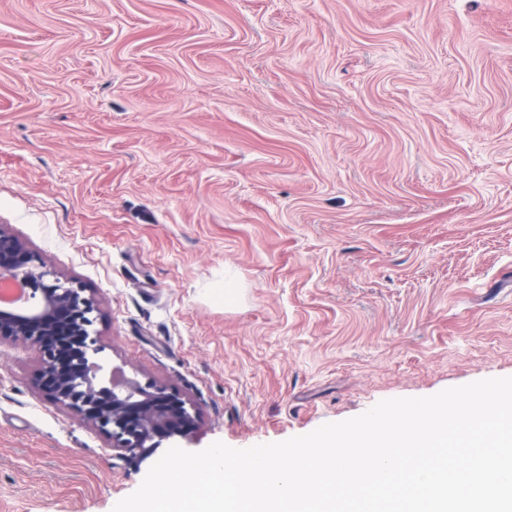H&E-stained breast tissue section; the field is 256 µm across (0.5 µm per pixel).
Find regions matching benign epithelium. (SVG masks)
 <instances>
[{
	"instance_id": "benign-epithelium-1",
	"label": "benign epithelium",
	"mask_w": 512,
	"mask_h": 512,
	"mask_svg": "<svg viewBox=\"0 0 512 512\" xmlns=\"http://www.w3.org/2000/svg\"><path fill=\"white\" fill-rule=\"evenodd\" d=\"M25 288L24 304L0 306V341L32 349L42 364L46 393L109 440L112 449L137 456L156 438L184 435L194 416L185 402L151 384L112 373L98 378L90 355L98 352L92 330L94 297L47 269L5 225H0V280Z\"/></svg>"
}]
</instances>
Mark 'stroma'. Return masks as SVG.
I'll return each mask as SVG.
<instances>
[{"label": "stroma", "mask_w": 512, "mask_h": 512, "mask_svg": "<svg viewBox=\"0 0 512 512\" xmlns=\"http://www.w3.org/2000/svg\"><path fill=\"white\" fill-rule=\"evenodd\" d=\"M1 224L198 422L120 456L2 342L0 512L512 377V0H0Z\"/></svg>", "instance_id": "35a3bbf8"}]
</instances>
